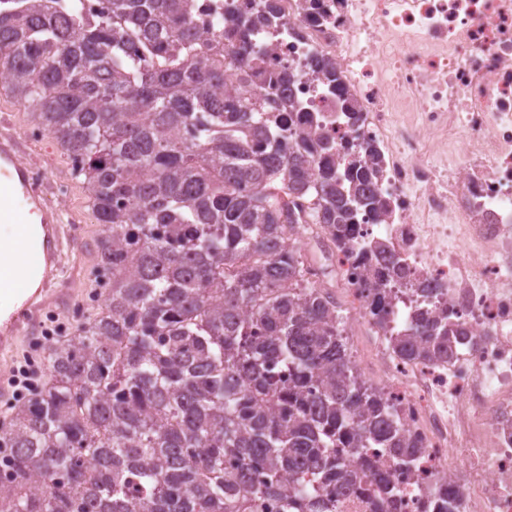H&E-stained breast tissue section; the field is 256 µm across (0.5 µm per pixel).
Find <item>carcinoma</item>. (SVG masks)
<instances>
[{"mask_svg":"<svg viewBox=\"0 0 512 512\" xmlns=\"http://www.w3.org/2000/svg\"><path fill=\"white\" fill-rule=\"evenodd\" d=\"M201 0H0V88L82 179L97 223L102 303L46 356L45 383L0 430V512H339L357 489L400 507L387 471H418L392 401L362 380L332 296L293 249L285 197L350 250L358 211L384 210L371 160L290 126L253 75L259 14L207 24ZM382 260L369 316L382 329ZM459 325L419 308L392 340L404 360L449 358Z\"/></svg>","mask_w":512,"mask_h":512,"instance_id":"obj_1","label":"carcinoma"}]
</instances>
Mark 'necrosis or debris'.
<instances>
[{
    "instance_id": "1",
    "label": "necrosis or debris",
    "mask_w": 512,
    "mask_h": 512,
    "mask_svg": "<svg viewBox=\"0 0 512 512\" xmlns=\"http://www.w3.org/2000/svg\"><path fill=\"white\" fill-rule=\"evenodd\" d=\"M211 11L271 12L254 33L255 82L226 76L244 98L267 91L289 123L335 149H372L383 214L357 215L344 257L326 228L312 235L331 265L310 279L375 335L368 316L384 241L429 306L469 333L444 363L407 364L388 346L363 369L379 375L420 475L392 473L402 512H428L447 487L455 512H512V0H207Z\"/></svg>"
}]
</instances>
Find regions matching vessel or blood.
Returning a JSON list of instances; mask_svg holds the SVG:
<instances>
[{"mask_svg":"<svg viewBox=\"0 0 512 512\" xmlns=\"http://www.w3.org/2000/svg\"><path fill=\"white\" fill-rule=\"evenodd\" d=\"M16 125L12 113L0 114V223L20 229L19 238L0 240V401L11 393L18 346L39 333L45 311L70 312L93 256L84 227H63L60 211L31 184ZM65 235L79 258L60 281L56 266Z\"/></svg>","mask_w":512,"mask_h":512,"instance_id":"obj_1","label":"vessel or blood"}]
</instances>
